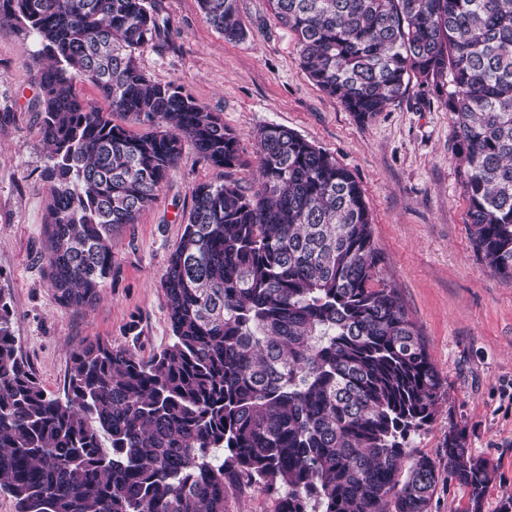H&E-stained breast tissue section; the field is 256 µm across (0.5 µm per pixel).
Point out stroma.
I'll use <instances>...</instances> for the list:
<instances>
[{
  "mask_svg": "<svg viewBox=\"0 0 512 512\" xmlns=\"http://www.w3.org/2000/svg\"><path fill=\"white\" fill-rule=\"evenodd\" d=\"M168 33L139 53L142 70L173 81L219 114L237 135L244 164L224 171L184 145L157 201L115 237L112 276L92 305L65 309L43 260L47 222L44 145L38 133L42 67L34 36L0 24V295L12 311L16 345L41 385L62 393L70 353L96 339L141 357L171 341L162 279L192 207V188L258 178L255 135L294 130L329 152L362 187L382 256L380 276L396 288L424 336L445 396L433 423L413 439L436 458L449 424L464 427L473 455L495 478L483 512H505L512 495V279L480 262L468 224L455 128L448 110L411 83L405 97L362 123L305 74L296 41L267 0H237L245 35L225 40L198 0H155Z\"/></svg>",
  "mask_w": 512,
  "mask_h": 512,
  "instance_id": "1",
  "label": "stroma"
}]
</instances>
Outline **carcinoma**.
Wrapping results in <instances>:
<instances>
[{"label":"carcinoma","mask_w":512,"mask_h":512,"mask_svg":"<svg viewBox=\"0 0 512 512\" xmlns=\"http://www.w3.org/2000/svg\"><path fill=\"white\" fill-rule=\"evenodd\" d=\"M308 78L360 122L411 79L448 108L475 251L512 278V0H269ZM228 40L237 0H199ZM32 33L48 147L44 260L63 307L112 275V234L158 199L184 143L243 165L236 134L137 53L165 35L150 0H0ZM86 83L107 104L85 98ZM132 119L133 132L116 123ZM252 193L200 183L163 277L172 343L144 359L90 341L64 396L19 355L0 295V490L17 512H431L446 472L482 512L493 467L450 426L411 448L444 385L381 254L355 177L286 127L260 130ZM107 437L110 447L102 445ZM231 512H272V501L258 488H244L231 502Z\"/></svg>","instance_id":"cac0c4a2"}]
</instances>
